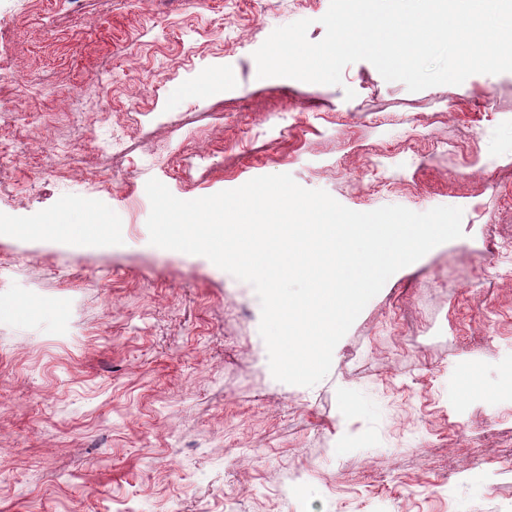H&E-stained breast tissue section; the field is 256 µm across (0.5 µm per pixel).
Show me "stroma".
Here are the masks:
<instances>
[{
	"label": "stroma",
	"mask_w": 512,
	"mask_h": 512,
	"mask_svg": "<svg viewBox=\"0 0 512 512\" xmlns=\"http://www.w3.org/2000/svg\"><path fill=\"white\" fill-rule=\"evenodd\" d=\"M329 4L0 0V72L23 77L0 91V213L88 204L119 229L0 236V512H512V72L258 78L272 31L320 41ZM283 173L358 212L463 210L311 387L273 377L251 284L146 225L149 179L193 200Z\"/></svg>",
	"instance_id": "1"
}]
</instances>
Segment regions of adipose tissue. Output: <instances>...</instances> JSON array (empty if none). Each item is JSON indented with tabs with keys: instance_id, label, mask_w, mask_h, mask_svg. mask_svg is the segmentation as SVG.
Returning a JSON list of instances; mask_svg holds the SVG:
<instances>
[{
	"instance_id": "1",
	"label": "adipose tissue",
	"mask_w": 512,
	"mask_h": 512,
	"mask_svg": "<svg viewBox=\"0 0 512 512\" xmlns=\"http://www.w3.org/2000/svg\"><path fill=\"white\" fill-rule=\"evenodd\" d=\"M112 225L97 210L88 207L81 211L76 222L67 223L50 218L39 224H17L0 214V234L27 237H56L76 244L87 242L108 245L112 242Z\"/></svg>"
}]
</instances>
